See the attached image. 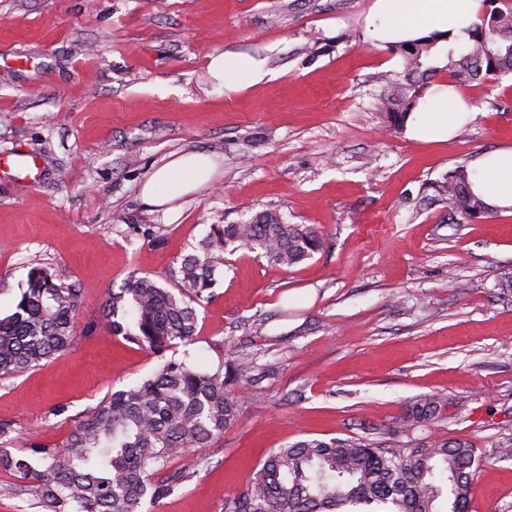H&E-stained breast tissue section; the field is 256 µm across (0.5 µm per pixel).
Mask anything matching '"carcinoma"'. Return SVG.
<instances>
[{"label":"carcinoma","instance_id":"carcinoma-1","mask_svg":"<svg viewBox=\"0 0 512 512\" xmlns=\"http://www.w3.org/2000/svg\"><path fill=\"white\" fill-rule=\"evenodd\" d=\"M489 12L467 31L458 52L448 53V76L458 84L493 81L512 71V0H485ZM433 39L401 46L404 81L390 80L380 95L393 125L419 98L415 74ZM448 208L470 220L497 212L473 194L469 173L457 169L439 186ZM246 248L281 265H295L322 247L316 230L286 224L268 211L244 224H214L171 278L132 276L106 294L102 317L115 332L130 320L128 342L163 353L195 341L196 305L216 282L221 255ZM79 290L50 267L28 272L15 310L0 318V382L19 378L69 349L76 341ZM244 360L214 369L196 368L189 352L170 359L153 375L113 392L75 421L59 446L32 437L19 455L0 454L46 512H142L191 477L195 465L165 479L156 475L171 459L207 448L241 420L231 395L234 381L247 379ZM445 405L440 397L418 400L396 422L401 432L432 420ZM481 463L466 441L437 440L397 448L361 440L305 439L271 452L232 499L231 512H468L470 489Z\"/></svg>","mask_w":512,"mask_h":512}]
</instances>
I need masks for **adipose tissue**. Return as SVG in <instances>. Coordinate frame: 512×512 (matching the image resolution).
<instances>
[{"mask_svg":"<svg viewBox=\"0 0 512 512\" xmlns=\"http://www.w3.org/2000/svg\"><path fill=\"white\" fill-rule=\"evenodd\" d=\"M485 10L483 0H375L370 24L376 40L400 43L433 35L434 52L444 57L450 46L467 37ZM208 74L214 84L232 95L271 78L264 60L242 51L227 50L212 55ZM476 112L451 86L431 87L405 118L408 138L447 141L460 127L474 121ZM216 161L207 154L185 152L155 169L141 187L143 201L164 207L178 197L210 185L216 176ZM472 191L500 210L512 208V148L480 154L472 163Z\"/></svg>","mask_w":512,"mask_h":512,"instance_id":"adipose-tissue-1","label":"adipose tissue"}]
</instances>
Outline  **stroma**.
<instances>
[{"mask_svg":"<svg viewBox=\"0 0 512 512\" xmlns=\"http://www.w3.org/2000/svg\"><path fill=\"white\" fill-rule=\"evenodd\" d=\"M374 0H0V316L31 267L79 288L66 352L0 382V450L62 442L78 417L161 365L102 324L109 289L166 281L215 224L275 211L316 228L321 249L286 267L225 254L197 308L191 358H251L232 395L241 421L142 512H226L271 450L308 438L410 447L470 442L483 458L470 512H512V210L472 221L435 185L512 148V73L459 86L476 119L444 143L406 138L377 103L404 72L367 29ZM265 57L273 80L232 96L211 55ZM189 150L217 156L213 183L166 218L140 188ZM440 417L391 423L421 397Z\"/></svg>","mask_w":512,"mask_h":512,"instance_id":"1","label":"stroma"}]
</instances>
